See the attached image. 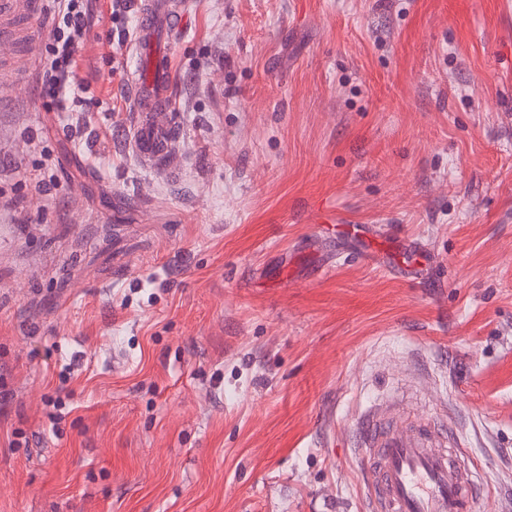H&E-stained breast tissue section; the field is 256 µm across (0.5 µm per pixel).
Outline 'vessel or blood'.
<instances>
[{"mask_svg":"<svg viewBox=\"0 0 512 512\" xmlns=\"http://www.w3.org/2000/svg\"><path fill=\"white\" fill-rule=\"evenodd\" d=\"M44 0H0V59L29 43L28 18ZM134 59L140 67L128 83L133 119L129 147L145 168L165 157L163 145L178 132L172 114L171 43L182 14L171 0H139ZM354 446L363 458L362 480L373 512H475V469L461 463L463 444L443 425L423 431L392 427L381 412H364Z\"/></svg>","mask_w":512,"mask_h":512,"instance_id":"1","label":"vessel or blood"}]
</instances>
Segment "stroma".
I'll list each match as a JSON object with an SVG mask.
<instances>
[{"label":"stroma","instance_id":"1","mask_svg":"<svg viewBox=\"0 0 512 512\" xmlns=\"http://www.w3.org/2000/svg\"><path fill=\"white\" fill-rule=\"evenodd\" d=\"M176 165L0 70V512H370L353 429L444 414L512 512V0H187ZM67 414L52 432L58 386Z\"/></svg>","mask_w":512,"mask_h":512}]
</instances>
